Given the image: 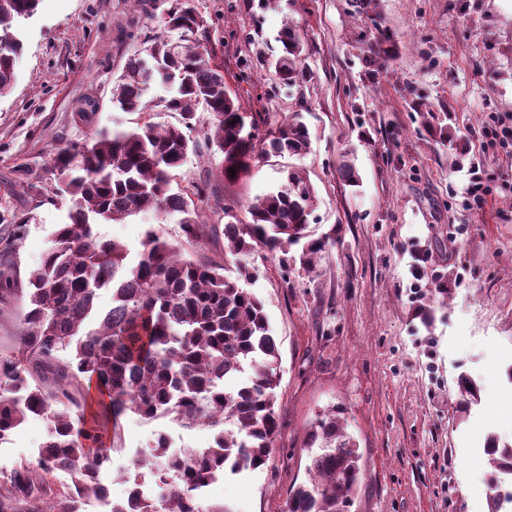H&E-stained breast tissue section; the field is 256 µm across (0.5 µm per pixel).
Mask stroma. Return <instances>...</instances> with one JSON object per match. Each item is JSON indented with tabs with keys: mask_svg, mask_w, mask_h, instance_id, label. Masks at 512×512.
Instances as JSON below:
<instances>
[{
	"mask_svg": "<svg viewBox=\"0 0 512 512\" xmlns=\"http://www.w3.org/2000/svg\"><path fill=\"white\" fill-rule=\"evenodd\" d=\"M222 44L224 82L242 112L274 130L302 112L310 148L298 157L256 160L237 180L220 177L222 157L199 145L173 189L211 182L236 216L281 187L288 168L310 180V228L336 243L313 272L259 251L250 287L265 303L280 355L279 432L267 464L211 485L208 502L232 512H287L289 490L307 482L308 433L336 410L361 456L362 479L349 512H488L482 448L488 434L512 439V155L493 138L512 127V0H380L395 39L382 69L362 57L371 27L350 0H195ZM172 0H40L16 31L23 50L12 90L0 96V250L13 247L19 281L41 259L67 206L57 197L59 147L102 129L134 127L136 114L112 102V85L144 38L168 36ZM287 27L303 36V75L280 84L263 61ZM452 110L443 143L412 120V103ZM351 163L349 185L337 172ZM488 179L483 209L463 205L468 168ZM179 214L104 224L101 234L138 250L149 225L173 239ZM430 312L424 327L419 310ZM481 387L462 409L460 375ZM172 449L205 448L206 427L122 416L109 435L104 473L113 498L121 474L157 432ZM47 436L33 417L0 443V473L33 459Z\"/></svg>",
	"mask_w": 512,
	"mask_h": 512,
	"instance_id": "35a3bbf8",
	"label": "stroma"
}]
</instances>
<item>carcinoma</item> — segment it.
Returning a JSON list of instances; mask_svg holds the SVG:
<instances>
[{"label":"carcinoma","mask_w":512,"mask_h":512,"mask_svg":"<svg viewBox=\"0 0 512 512\" xmlns=\"http://www.w3.org/2000/svg\"><path fill=\"white\" fill-rule=\"evenodd\" d=\"M39 2L0 0V38H9L0 48V95L15 82L22 50L14 23L33 16ZM192 2L171 5L165 25L192 35L193 45L175 51L172 41L149 37L113 83L114 102L140 115L136 127L101 130L82 145L58 148L53 158L71 202L68 222L57 225L42 260L29 271L18 353L0 355V441L31 416L48 422V435L34 459L0 479V512H83L87 500L106 498L101 473L110 452L101 441L102 416L115 421L130 412L182 428L216 429L209 447L176 453L169 452L168 435L159 433L149 452L133 461L135 472L125 479L130 496L112 502L109 512H229L223 504H204V489L269 459L278 427L279 353L264 303L247 288L252 272L243 258L259 250L280 252L283 261L296 259L311 272L334 240L310 237L315 191L306 176L290 169L281 189L247 205L248 223L238 222L234 205L224 206V249L236 256L235 268L188 255L187 247L207 244L200 203L210 191L196 188L194 200L173 191L172 181L196 151L198 110L210 115L204 136L224 156L221 175L229 182L259 155L301 156L310 147L300 112L288 113L274 132L252 134L258 125L245 121L227 90L210 28L197 23ZM352 2L372 26L366 63L374 67L393 52V35L379 22L376 0ZM279 42L281 54L271 66L292 86L301 74L304 44L293 29ZM157 82L173 90L160 106L179 114L177 125L153 121L148 94ZM146 212L180 214L181 240L152 225L133 254L98 231L101 224H122ZM294 246L301 247L296 256L290 255ZM16 285L3 252L0 302ZM104 291L112 293L106 311L99 307ZM246 371L249 380L237 382ZM78 378L85 384L75 389ZM458 387L466 400H478L479 387L468 376L459 377ZM314 446L319 452L307 465L309 483L290 491L288 512H348L359 455L336 411L313 423L308 447ZM485 455L492 468L489 512H499L494 476L512 473V442L493 436ZM58 472L68 473L71 484L56 491L51 478ZM146 473L156 493L141 496L137 486Z\"/></svg>","instance_id":"cac0c4a2"}]
</instances>
